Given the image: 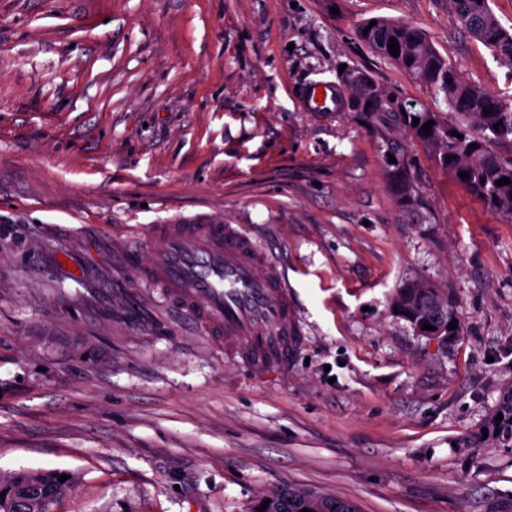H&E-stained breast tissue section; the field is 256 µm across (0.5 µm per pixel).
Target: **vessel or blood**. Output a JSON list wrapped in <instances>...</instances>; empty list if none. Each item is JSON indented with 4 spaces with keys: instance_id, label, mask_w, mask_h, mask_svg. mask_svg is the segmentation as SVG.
I'll use <instances>...</instances> for the list:
<instances>
[{
    "instance_id": "1",
    "label": "vessel or blood",
    "mask_w": 512,
    "mask_h": 512,
    "mask_svg": "<svg viewBox=\"0 0 512 512\" xmlns=\"http://www.w3.org/2000/svg\"><path fill=\"white\" fill-rule=\"evenodd\" d=\"M338 88L312 83L301 93L307 112L336 109ZM159 246L143 268L164 297L188 312L231 356L261 372L286 369L300 330L282 270L237 224H158Z\"/></svg>"
}]
</instances>
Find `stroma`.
<instances>
[{
	"mask_svg": "<svg viewBox=\"0 0 512 512\" xmlns=\"http://www.w3.org/2000/svg\"><path fill=\"white\" fill-rule=\"evenodd\" d=\"M373 17L512 96L448 0H0V470L73 473L51 512H249L288 484L512 512V440L482 434L512 392V221L397 123L299 107L343 65L430 102L356 36ZM209 219L282 266L287 371L226 358L144 281L153 225ZM415 281L453 294L455 339L394 312ZM390 180L396 186L402 207H409L416 202V185L409 168L398 163L390 172Z\"/></svg>",
	"mask_w": 512,
	"mask_h": 512,
	"instance_id": "35a3bbf8",
	"label": "stroma"
}]
</instances>
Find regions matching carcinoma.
<instances>
[{
  "instance_id": "carcinoma-1",
  "label": "carcinoma",
  "mask_w": 512,
  "mask_h": 512,
  "mask_svg": "<svg viewBox=\"0 0 512 512\" xmlns=\"http://www.w3.org/2000/svg\"><path fill=\"white\" fill-rule=\"evenodd\" d=\"M461 29L484 44L495 60L512 66V32L504 28L488 5V0H449ZM358 37L376 53L391 59L410 80L442 99L456 121H447L441 113L419 103L401 101L383 90L359 70L346 74L344 93L337 105L339 112H359L372 124L394 121L418 140L432 160L450 173L472 194L481 198L494 212L512 220V155L505 157L496 148L512 149V97L505 98L480 85L465 81L457 67L444 58L426 33L418 26L389 18H378L376 24L365 20L358 24ZM399 45V54L388 50L390 38ZM419 119L413 124V119ZM434 121L430 131L422 126ZM498 128H493L494 124ZM458 132L462 138L452 135ZM477 144L471 150L469 146ZM466 172L469 178H459ZM506 176L509 183L499 186L495 181ZM396 186L399 203L409 207L416 202L413 174L398 164L390 172ZM398 315L419 328L430 324L443 336H456L459 329L449 328L457 318L452 297L424 282L410 283L399 289L392 301ZM499 413L503 419H491L489 429L499 436L512 439V394L503 400ZM43 483L54 497L71 490L75 483L72 473L60 469H44ZM64 476L61 482L58 477ZM27 480L24 470L0 472V512H26L18 495V487ZM264 512H358L356 505L340 497L300 485H288L257 500L252 512H258L263 501Z\"/></svg>"
}]
</instances>
